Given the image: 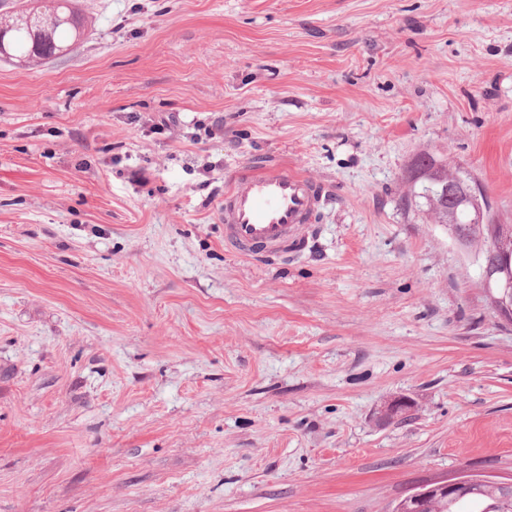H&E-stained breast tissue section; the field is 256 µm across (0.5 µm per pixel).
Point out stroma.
Segmentation results:
<instances>
[{
	"instance_id": "35a3bbf8",
	"label": "stroma",
	"mask_w": 512,
	"mask_h": 512,
	"mask_svg": "<svg viewBox=\"0 0 512 512\" xmlns=\"http://www.w3.org/2000/svg\"><path fill=\"white\" fill-rule=\"evenodd\" d=\"M75 7L74 52L0 61V512L512 483V328L406 180L433 154L512 224V0ZM277 162L328 203L304 250L241 255L224 181Z\"/></svg>"
}]
</instances>
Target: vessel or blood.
I'll use <instances>...</instances> for the list:
<instances>
[{"label": "vessel or blood", "instance_id": "vessel-or-blood-1", "mask_svg": "<svg viewBox=\"0 0 512 512\" xmlns=\"http://www.w3.org/2000/svg\"><path fill=\"white\" fill-rule=\"evenodd\" d=\"M325 201L322 183L288 165L232 173L221 205L224 242L245 255L299 251Z\"/></svg>", "mask_w": 512, "mask_h": 512}]
</instances>
